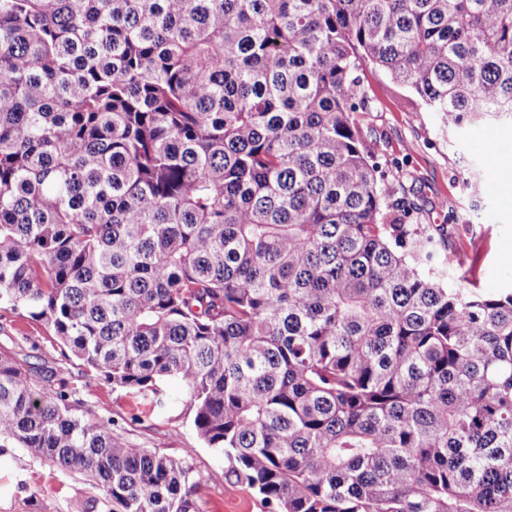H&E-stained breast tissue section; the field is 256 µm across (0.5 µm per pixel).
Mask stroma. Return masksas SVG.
<instances>
[{
  "instance_id": "1",
  "label": "stroma",
  "mask_w": 512,
  "mask_h": 512,
  "mask_svg": "<svg viewBox=\"0 0 512 512\" xmlns=\"http://www.w3.org/2000/svg\"><path fill=\"white\" fill-rule=\"evenodd\" d=\"M370 107L358 120L395 199L409 210L407 223L441 238V258L485 293L512 289V169L501 146H512V122L465 123L447 130L437 113L413 110L412 95L382 69L364 72ZM55 370L74 388V401L136 448L187 459L198 480L199 512H270L247 485L224 478L228 462L198 437L186 407L112 387L70 357L53 330L24 310L0 309V352ZM97 499V512H112L102 491L87 479L53 467L20 448L0 456V512H82Z\"/></svg>"
}]
</instances>
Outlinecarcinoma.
Segmentation results:
<instances>
[{
    "label": "carcinoma",
    "mask_w": 512,
    "mask_h": 512,
    "mask_svg": "<svg viewBox=\"0 0 512 512\" xmlns=\"http://www.w3.org/2000/svg\"><path fill=\"white\" fill-rule=\"evenodd\" d=\"M369 64L450 126L512 119V0H0V309L176 386L274 512H512V290L433 277ZM70 396L0 353V448L193 512L185 461Z\"/></svg>",
    "instance_id": "obj_1"
}]
</instances>
